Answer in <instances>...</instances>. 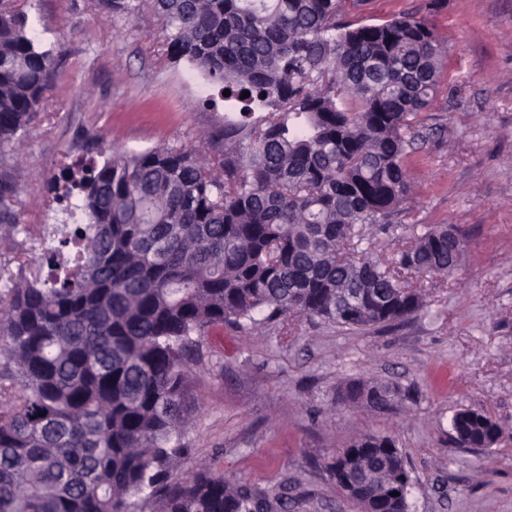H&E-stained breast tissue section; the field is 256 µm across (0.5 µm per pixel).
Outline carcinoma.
I'll return each instance as SVG.
<instances>
[{"mask_svg": "<svg viewBox=\"0 0 512 512\" xmlns=\"http://www.w3.org/2000/svg\"><path fill=\"white\" fill-rule=\"evenodd\" d=\"M114 14L146 7L172 59L230 91L240 119L224 122L217 164L182 148L76 160L51 184L85 222L43 238L48 273L0 294V512H273L269 496L201 470L176 482L189 362L218 324L242 328L293 314L338 326L395 325L423 308L411 277H451L466 240L425 224L384 258L361 230L384 229L409 197L404 158L446 48L427 21H338L341 0H101ZM0 8V148L26 133L54 78L53 51ZM249 97L241 98L242 92ZM258 109L267 115L252 118ZM0 180L4 236L24 232ZM83 245L63 269L62 248ZM349 381L337 394L358 402ZM457 447L495 441L502 428L460 408ZM388 468L345 492L410 481L388 436L364 434L336 458L337 486L365 461Z\"/></svg>", "mask_w": 512, "mask_h": 512, "instance_id": "obj_1", "label": "carcinoma"}]
</instances>
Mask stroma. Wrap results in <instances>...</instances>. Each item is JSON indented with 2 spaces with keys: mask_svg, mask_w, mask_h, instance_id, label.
Returning <instances> with one entry per match:
<instances>
[{
  "mask_svg": "<svg viewBox=\"0 0 512 512\" xmlns=\"http://www.w3.org/2000/svg\"><path fill=\"white\" fill-rule=\"evenodd\" d=\"M53 50L56 79L24 139L0 154L24 233L0 240V269L34 272L65 215L45 192L79 157L181 147L224 149L218 85L171 59L149 11L99 0H10ZM426 18L448 44L406 160L408 211L370 236L374 253L448 224L467 251L455 279L421 278L424 308L394 326L350 330L319 318L232 325L202 337L186 397L185 464L289 497L288 512H360L328 472L357 435L393 438L410 475L409 512H512V0H347V23ZM352 378L392 386L390 408L342 405ZM478 409L504 433L488 450L450 444V419Z\"/></svg>",
  "mask_w": 512,
  "mask_h": 512,
  "instance_id": "1",
  "label": "stroma"
}]
</instances>
